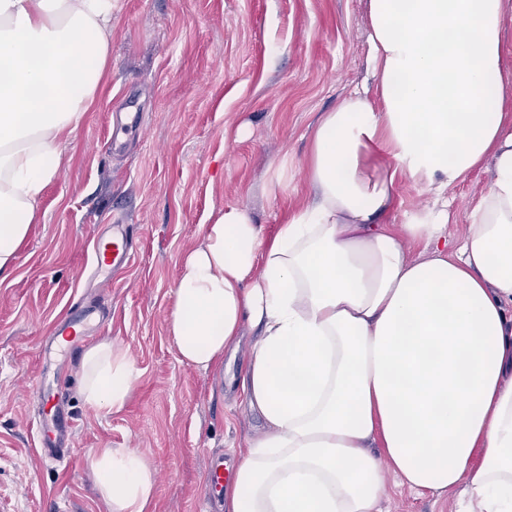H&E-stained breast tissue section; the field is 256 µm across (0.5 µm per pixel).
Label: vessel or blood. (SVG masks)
<instances>
[{
  "label": "vessel or blood",
  "instance_id": "vessel-or-blood-1",
  "mask_svg": "<svg viewBox=\"0 0 512 512\" xmlns=\"http://www.w3.org/2000/svg\"><path fill=\"white\" fill-rule=\"evenodd\" d=\"M132 236L125 225H113L111 233H97L92 241L93 268L101 278L102 285L112 283L114 272L120 271L130 260ZM96 329L95 311L85 308L68 312L64 321L57 325L53 338L41 347L43 361L67 354L68 347L77 340L91 335ZM40 411L32 422L36 433L35 453L41 461L61 467L68 466L74 450L71 441L75 425L68 421L62 411L63 395L48 379L38 385ZM224 462L209 459L205 472L207 496L224 494Z\"/></svg>",
  "mask_w": 512,
  "mask_h": 512
}]
</instances>
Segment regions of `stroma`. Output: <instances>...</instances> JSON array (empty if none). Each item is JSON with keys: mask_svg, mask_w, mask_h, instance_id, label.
Segmentation results:
<instances>
[{"mask_svg": "<svg viewBox=\"0 0 512 512\" xmlns=\"http://www.w3.org/2000/svg\"><path fill=\"white\" fill-rule=\"evenodd\" d=\"M365 0H118L108 71L93 109L60 145L14 273L0 281V512H104L91 453L137 449L156 471L151 512H200L208 457L235 470L261 429L223 371L179 360L167 330L180 258L220 208L276 224L310 198L304 166L320 113L370 82ZM140 112L139 145L113 148L118 113ZM288 176L277 193V167ZM478 170L445 192L448 236L460 240L488 182ZM426 184L402 178L390 221L433 208ZM134 227V254L111 288L85 275L90 238ZM75 303L104 313L98 338L128 349L140 377L118 411L79 394L82 350L50 375L77 424L70 468L38 462L29 429L38 412V347ZM383 512H456V497L413 495L387 483Z\"/></svg>", "mask_w": 512, "mask_h": 512, "instance_id": "35a3bbf8", "label": "stroma"}]
</instances>
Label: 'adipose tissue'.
<instances>
[{
  "mask_svg": "<svg viewBox=\"0 0 512 512\" xmlns=\"http://www.w3.org/2000/svg\"><path fill=\"white\" fill-rule=\"evenodd\" d=\"M114 0H0V281L16 267L59 144L96 102ZM372 86L311 134L312 202L272 226L212 211L181 259L168 317L179 359L221 367L258 330L240 395L263 433L224 512H381L387 478L512 512V43L506 0H367ZM491 179L457 247L447 206L390 224L398 181L436 196ZM419 258L407 259L408 243ZM104 338L79 393L121 410L138 380ZM379 446V467L370 452ZM107 512H148L155 475L132 448L92 454Z\"/></svg>",
  "mask_w": 512,
  "mask_h": 512,
  "instance_id": "adipose-tissue-1",
  "label": "adipose tissue"
}]
</instances>
